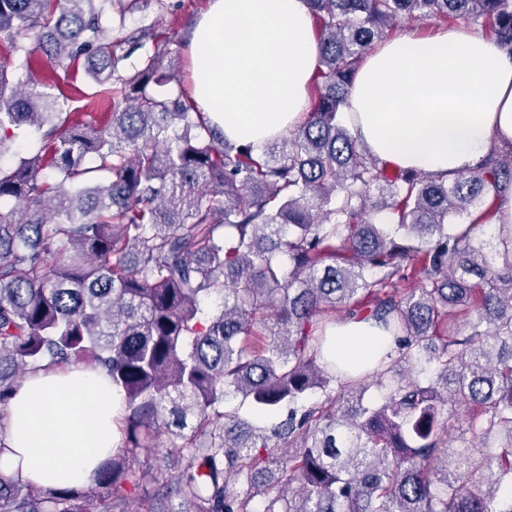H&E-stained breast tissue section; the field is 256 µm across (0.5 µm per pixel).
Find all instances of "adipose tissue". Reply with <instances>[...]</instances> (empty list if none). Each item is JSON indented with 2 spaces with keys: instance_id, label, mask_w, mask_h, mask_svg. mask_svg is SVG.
Instances as JSON below:
<instances>
[{
  "instance_id": "obj_1",
  "label": "adipose tissue",
  "mask_w": 512,
  "mask_h": 512,
  "mask_svg": "<svg viewBox=\"0 0 512 512\" xmlns=\"http://www.w3.org/2000/svg\"><path fill=\"white\" fill-rule=\"evenodd\" d=\"M186 54L197 110L254 155L310 110L320 54L306 0H209ZM345 122L387 167L452 179L480 165L490 143L512 145V51L462 26L388 40L361 64ZM328 334L348 362L388 345L364 321ZM118 404L103 372L29 374L0 419V472L51 488L92 484L118 443Z\"/></svg>"
}]
</instances>
